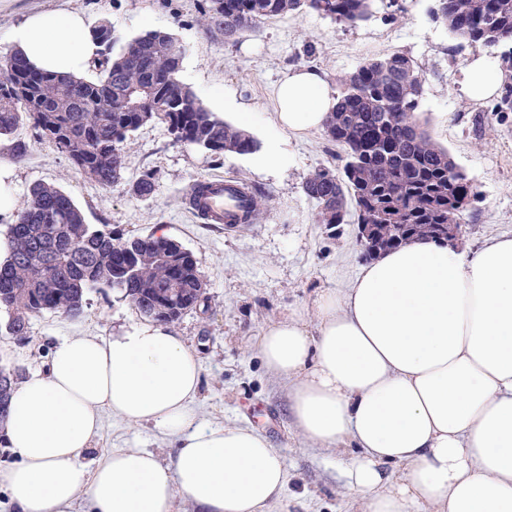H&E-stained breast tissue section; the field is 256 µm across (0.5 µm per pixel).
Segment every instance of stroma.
I'll use <instances>...</instances> for the list:
<instances>
[{
	"label": "stroma",
	"instance_id": "stroma-1",
	"mask_svg": "<svg viewBox=\"0 0 512 512\" xmlns=\"http://www.w3.org/2000/svg\"><path fill=\"white\" fill-rule=\"evenodd\" d=\"M209 0H0V55L10 52L12 28L32 11L65 9L84 15L88 25L107 21L118 42L150 29L172 32L186 48L180 80L213 106L216 98L251 104L260 117L249 127L260 149L270 130L271 92L289 67L313 66L328 82L351 72L365 59L401 51L425 71L420 120L447 149L456 166L476 187L478 198L463 215L462 247L474 249L487 238L512 237V112L493 113L490 102L467 99L460 72L476 54L500 61L502 48L484 49L454 36L431 17L433 0H375L371 17L354 27L314 12L300 11L267 20L250 32L225 41L204 32L200 18ZM29 152L16 162L12 143L0 142V168L15 198L37 182L59 184L82 208L87 223L108 224L131 236L165 228L190 251L208 283V312L192 311L176 332L197 353L202 367L198 396L203 420L250 425L281 449L288 482L279 512H355L344 488L342 466L351 449L325 452L308 447L288 416L284 391L268 378L258 345L264 329L291 311L314 321L320 293L350 284L365 260L353 224L329 226L314 221L315 209L303 184L319 166L341 168L342 148L317 132L282 135L289 162L282 169L257 165L256 152L215 157L176 142L167 126L141 127L125 150L120 185L104 190L84 179L54 147L38 142L28 127L14 141ZM154 173L155 187L145 197L133 184ZM221 176L265 189L275 198L261 223L225 229L204 224L185 203L191 185ZM121 293H90L85 314L72 320L45 313L32 319L29 338L19 342L0 335V361L22 371L44 369L51 344L62 336H108L139 322ZM137 446L170 460L174 445L151 427L104 416L95 453Z\"/></svg>",
	"mask_w": 512,
	"mask_h": 512
}]
</instances>
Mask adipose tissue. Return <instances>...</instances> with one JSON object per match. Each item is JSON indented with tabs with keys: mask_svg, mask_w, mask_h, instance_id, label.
<instances>
[{
	"mask_svg": "<svg viewBox=\"0 0 512 512\" xmlns=\"http://www.w3.org/2000/svg\"><path fill=\"white\" fill-rule=\"evenodd\" d=\"M10 40L37 68L86 72L99 55L76 11L24 17ZM487 57L462 73L470 99L498 93ZM275 136L260 156L279 168V136L322 130L338 104L314 68L272 89ZM316 326L294 313L259 341L266 372L313 448L358 450L343 467L359 512H512V238L468 250L414 241L361 267L316 300ZM201 366L168 325L64 336L45 370L19 381L0 445V488L15 512H271L288 478L284 454L259 430L204 421ZM174 440L163 461L144 448L89 459L103 414Z\"/></svg>",
	"mask_w": 512,
	"mask_h": 512,
	"instance_id": "obj_1",
	"label": "adipose tissue"
}]
</instances>
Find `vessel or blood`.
I'll return each instance as SVG.
<instances>
[{
    "mask_svg": "<svg viewBox=\"0 0 512 512\" xmlns=\"http://www.w3.org/2000/svg\"><path fill=\"white\" fill-rule=\"evenodd\" d=\"M186 203L203 223L231 225L250 199L237 182L205 177L191 186Z\"/></svg>",
    "mask_w": 512,
    "mask_h": 512,
    "instance_id": "1",
    "label": "vessel or blood"
}]
</instances>
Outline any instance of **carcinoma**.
Masks as SVG:
<instances>
[{"mask_svg":"<svg viewBox=\"0 0 512 512\" xmlns=\"http://www.w3.org/2000/svg\"><path fill=\"white\" fill-rule=\"evenodd\" d=\"M373 0H210L203 27L228 41L264 20L307 9L355 26ZM432 17L456 35L487 47L512 45V0H434ZM102 47L98 78L33 67L17 51L0 57V140L27 126L82 176L102 189L124 179L125 149L142 126L167 125L175 141L213 155L248 154L258 142L209 111L178 79L185 48L165 30H149L112 54V27L93 30ZM339 105L324 133L340 145L338 172L320 166L303 184L318 224H368L365 257L416 240H439L441 226L461 224L475 188L421 127L424 70L399 51L363 61L338 78ZM254 215L274 205L254 188ZM8 257L0 262V335L22 341L45 312L79 320L87 296L117 290L143 319L172 326L207 302V284L193 255L154 233L123 237L108 224H88L82 209L54 183L34 184L7 225Z\"/></svg>","mask_w":512,"mask_h":512,"instance_id":"1","label":"carcinoma"}]
</instances>
